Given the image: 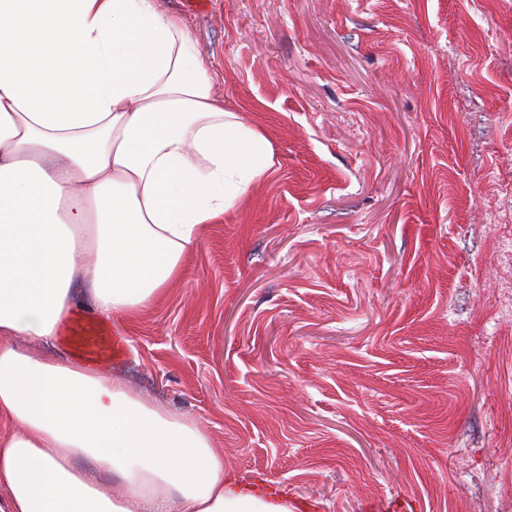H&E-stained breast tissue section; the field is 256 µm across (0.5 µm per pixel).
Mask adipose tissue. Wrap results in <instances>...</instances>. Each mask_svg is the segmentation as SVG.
Here are the masks:
<instances>
[{
	"label": "adipose tissue",
	"instance_id": "1",
	"mask_svg": "<svg viewBox=\"0 0 512 512\" xmlns=\"http://www.w3.org/2000/svg\"><path fill=\"white\" fill-rule=\"evenodd\" d=\"M192 41L156 0H0V512H291L196 420L48 350L75 282L138 316L275 169Z\"/></svg>",
	"mask_w": 512,
	"mask_h": 512
}]
</instances>
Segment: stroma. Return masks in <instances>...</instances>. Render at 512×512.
<instances>
[{"label": "stroma", "instance_id": "obj_1", "mask_svg": "<svg viewBox=\"0 0 512 512\" xmlns=\"http://www.w3.org/2000/svg\"><path fill=\"white\" fill-rule=\"evenodd\" d=\"M277 169L122 331L305 512H512V0H158Z\"/></svg>", "mask_w": 512, "mask_h": 512}]
</instances>
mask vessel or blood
<instances>
[{"label": "vessel or blood", "instance_id": "b4317fda", "mask_svg": "<svg viewBox=\"0 0 512 512\" xmlns=\"http://www.w3.org/2000/svg\"><path fill=\"white\" fill-rule=\"evenodd\" d=\"M61 336L73 357L91 369L123 360L128 350L126 336L111 333L104 322L87 313L73 315Z\"/></svg>", "mask_w": 512, "mask_h": 512}]
</instances>
